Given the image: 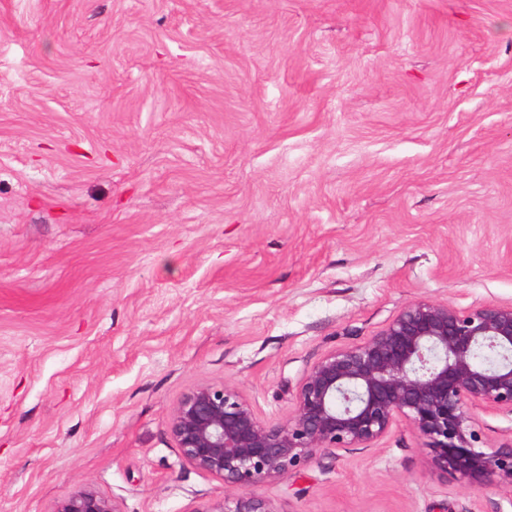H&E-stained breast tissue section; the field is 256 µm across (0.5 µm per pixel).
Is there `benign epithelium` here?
<instances>
[{
  "label": "benign epithelium",
  "mask_w": 512,
  "mask_h": 512,
  "mask_svg": "<svg viewBox=\"0 0 512 512\" xmlns=\"http://www.w3.org/2000/svg\"><path fill=\"white\" fill-rule=\"evenodd\" d=\"M476 409L512 414V304L416 300L363 343L324 354L287 419L266 421L235 387L203 384L173 407L169 429L184 461L228 489L206 512H275L258 486L329 448H370L400 421L432 468L473 490L512 489V439L485 450ZM55 512L121 510L83 485Z\"/></svg>",
  "instance_id": "7a95c632"
}]
</instances>
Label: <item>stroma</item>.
<instances>
[{
    "label": "stroma",
    "mask_w": 512,
    "mask_h": 512,
    "mask_svg": "<svg viewBox=\"0 0 512 512\" xmlns=\"http://www.w3.org/2000/svg\"><path fill=\"white\" fill-rule=\"evenodd\" d=\"M512 304V0H0V512H206L172 408L288 417L410 302ZM275 512H512L403 422ZM55 512H121V510L113 499L99 493L90 485H83L62 500Z\"/></svg>",
    "instance_id": "1"
}]
</instances>
